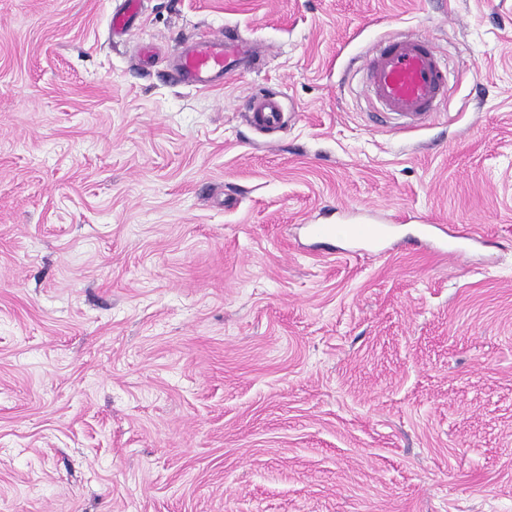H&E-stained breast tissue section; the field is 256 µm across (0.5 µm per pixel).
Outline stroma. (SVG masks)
<instances>
[{"instance_id": "stroma-1", "label": "stroma", "mask_w": 512, "mask_h": 512, "mask_svg": "<svg viewBox=\"0 0 512 512\" xmlns=\"http://www.w3.org/2000/svg\"><path fill=\"white\" fill-rule=\"evenodd\" d=\"M122 3L0 0V512H512V0ZM228 26L261 68L178 80ZM414 33L409 129L364 64ZM367 214L398 248L305 234ZM141 0H125L124 9L113 14L111 19L112 31L124 33L129 28L133 19L140 14ZM369 94L389 114L424 122L445 89V67L425 34L400 36L377 45L368 60ZM246 118L249 125L260 133H274L284 128L287 118L279 95L258 92L247 100ZM480 240L481 236L478 233H448L446 237L441 238L436 242V249L443 255L461 257L467 254L468 244L470 242H477Z\"/></svg>"}]
</instances>
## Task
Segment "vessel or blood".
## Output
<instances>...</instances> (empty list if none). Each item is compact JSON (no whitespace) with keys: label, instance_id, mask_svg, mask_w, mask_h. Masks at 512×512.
<instances>
[{"label":"vessel or blood","instance_id":"1","mask_svg":"<svg viewBox=\"0 0 512 512\" xmlns=\"http://www.w3.org/2000/svg\"><path fill=\"white\" fill-rule=\"evenodd\" d=\"M141 0H124L122 11L114 13L111 28L126 32L140 14ZM256 53L254 45L238 36L204 34L179 55L177 72L182 82L200 89L223 86L224 79L239 64ZM368 91L390 114L413 122H424L445 89V67L431 48L427 35L400 36L377 45L368 60ZM246 118L260 133L284 128L287 118L277 93L258 92L247 100ZM309 234L322 241L372 243L385 235L383 226L371 222L312 224ZM420 235L435 239L439 253L451 257L466 255L469 243L479 241L476 233H450L438 239L431 219L421 221Z\"/></svg>","mask_w":512,"mask_h":512}]
</instances>
